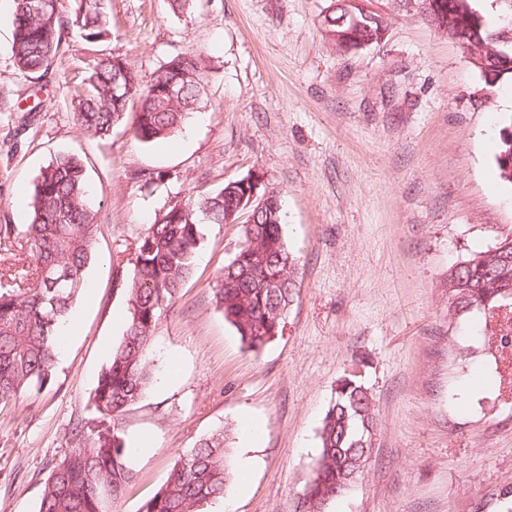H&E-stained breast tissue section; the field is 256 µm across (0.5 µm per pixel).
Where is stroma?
I'll return each instance as SVG.
<instances>
[{
    "label": "stroma",
    "mask_w": 512,
    "mask_h": 512,
    "mask_svg": "<svg viewBox=\"0 0 512 512\" xmlns=\"http://www.w3.org/2000/svg\"><path fill=\"white\" fill-rule=\"evenodd\" d=\"M332 0H109L112 36H69L46 76L11 58L0 0V284L34 268L22 236L33 183L54 156L80 157L97 212V260L52 380L0 405V512H37L56 461L119 429L134 480L112 512H138L177 456L230 425L234 483L201 512H300L336 381L357 373L377 410L375 445L326 512H512V351L480 317L448 313V268L512 232V186L495 157L512 78L486 86L414 0H367L384 39L330 41ZM150 80L175 56L202 59L206 96L171 138L129 126L86 135L76 94L101 55ZM167 172L158 184L149 176ZM263 174L299 260L282 335L243 345L213 302L233 224H208L192 275L156 331L158 381L118 423L91 401L128 314L136 244L174 205Z\"/></svg>",
    "instance_id": "obj_1"
}]
</instances>
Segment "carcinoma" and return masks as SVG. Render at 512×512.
Segmentation results:
<instances>
[{"label":"carcinoma","instance_id":"1","mask_svg":"<svg viewBox=\"0 0 512 512\" xmlns=\"http://www.w3.org/2000/svg\"><path fill=\"white\" fill-rule=\"evenodd\" d=\"M14 0L11 57L16 69L42 77L74 31L89 42L111 35L108 0H73L69 15L57 0ZM445 32L475 47L474 63L492 86L512 73V43H497L512 22L492 31L471 0H451ZM325 31L368 37L355 31L343 10L323 18ZM202 61L176 56L143 84L138 72L120 56L101 57L83 79L76 95V121L90 137L109 135L124 123L136 103L132 136L151 144L166 140L194 112L204 93ZM176 83L179 95L164 94ZM496 164L499 176L512 183V115L503 120ZM227 183L219 192L171 207L136 244L132 277L125 281L128 315L121 340L112 347L93 392L95 410L117 420L149 389L153 377L150 351L157 327L193 270L203 241L202 225L226 224L233 196ZM98 224L79 159L61 155L34 184L22 239L36 268L24 285L0 290V403L16 402L41 389L53 376L63 343L62 325L86 285L95 259ZM240 245L224 267L214 290L216 308L243 344L260 349L283 332L285 314L297 296V261L283 235L281 212L263 213L255 224H241ZM506 234L486 249L471 250L448 268V312L462 317L482 314L490 325L496 313L512 314V249ZM377 413L370 390L357 376L336 384L322 420L319 448L304 490L303 512H324L345 495L366 467L376 435ZM224 427L180 455L162 487L138 512H200L224 498L234 480ZM131 449L117 431L112 438L74 448L57 461L45 482L38 512H112L134 479L128 464Z\"/></svg>","mask_w":512,"mask_h":512}]
</instances>
